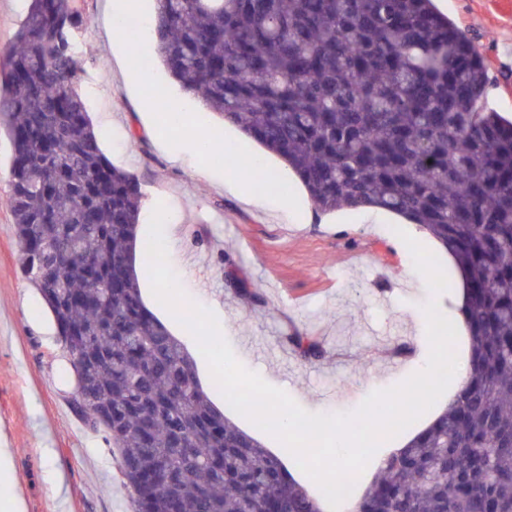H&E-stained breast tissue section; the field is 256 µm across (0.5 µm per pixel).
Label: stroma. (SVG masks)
I'll return each mask as SVG.
<instances>
[{"label":"stroma","mask_w":512,"mask_h":512,"mask_svg":"<svg viewBox=\"0 0 512 512\" xmlns=\"http://www.w3.org/2000/svg\"><path fill=\"white\" fill-rule=\"evenodd\" d=\"M446 15L474 40L488 64L485 107L512 118V0H443ZM86 19L76 34L84 68L82 93L113 165L133 173L143 194L140 234L164 204L176 231L168 255L194 302L224 311V336L248 369L284 390L311 413L356 410L373 391L405 380L409 367L388 370L385 359L415 350L425 331H439L457 348L466 369L469 344L450 327L448 294L432 285L453 263L413 224L366 223L359 211L342 217L319 214L311 223L306 191L288 167L266 156L265 167L291 184L290 212L276 207L279 193L257 208L214 184L204 156L164 150L148 126L142 87L116 78L125 45L108 42V0H78ZM151 74L167 96L180 99L184 121L174 135L191 139L200 129L239 148L260 152L237 128H225L201 109L162 65ZM12 146L0 136V446L12 452L13 493L23 512H134L122 486L116 453L104 431L76 417L69 405L75 375L54 328L51 312L25 278L9 207ZM233 261L258 300H246L225 285ZM313 337L323 357L306 361L287 337ZM251 338L264 358L247 353Z\"/></svg>","instance_id":"stroma-1"}]
</instances>
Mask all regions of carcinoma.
I'll list each match as a JSON object with an SVG mask.
<instances>
[{
	"label": "carcinoma",
	"mask_w": 512,
	"mask_h": 512,
	"mask_svg": "<svg viewBox=\"0 0 512 512\" xmlns=\"http://www.w3.org/2000/svg\"><path fill=\"white\" fill-rule=\"evenodd\" d=\"M83 24L73 0H30L0 89L14 232L76 376L72 412L112 441L136 512H321L141 299L140 185L79 93ZM152 32L182 90L293 169L316 209L384 208L455 259L469 368L352 512H512V122L482 105L477 47L431 0H158ZM221 153L235 163L228 143L206 151Z\"/></svg>",
	"instance_id": "obj_1"
}]
</instances>
